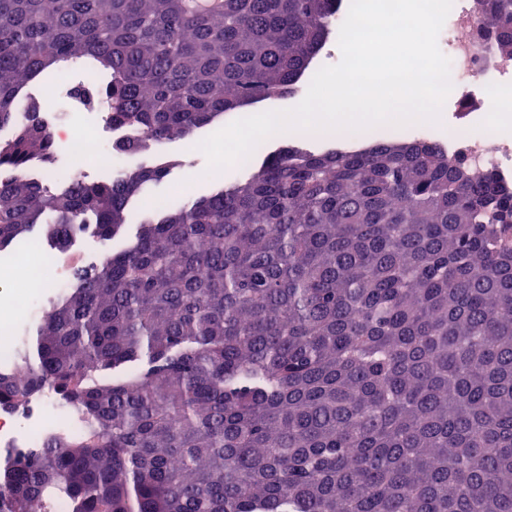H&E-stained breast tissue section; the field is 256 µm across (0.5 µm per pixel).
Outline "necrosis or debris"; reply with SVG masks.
Returning a JSON list of instances; mask_svg holds the SVG:
<instances>
[{"instance_id":"4bbe7bcc","label":"necrosis or debris","mask_w":512,"mask_h":512,"mask_svg":"<svg viewBox=\"0 0 512 512\" xmlns=\"http://www.w3.org/2000/svg\"><path fill=\"white\" fill-rule=\"evenodd\" d=\"M479 0H454L442 30V39L451 61L453 89L466 105L459 123L453 124L448 138L450 154L461 157L469 168L490 172L504 183L512 182V135H497L469 107L483 100L488 90L512 86V57L493 48L494 33L476 25ZM52 138L62 148L61 162L81 159L86 172L105 175L117 167L109 144L130 138L123 126L101 118L88 129H75L67 122L49 125ZM24 278L23 290L0 294V369L17 370L18 346L27 326L37 320L44 305L37 300L43 289L42 269L38 261L25 265L0 256V282ZM83 425L75 410L52 390H44L24 406L0 407V459L19 458L38 450L56 434L81 435Z\"/></svg>"}]
</instances>
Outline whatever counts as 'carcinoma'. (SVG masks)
Here are the masks:
<instances>
[{"label": "carcinoma", "mask_w": 512, "mask_h": 512, "mask_svg": "<svg viewBox=\"0 0 512 512\" xmlns=\"http://www.w3.org/2000/svg\"><path fill=\"white\" fill-rule=\"evenodd\" d=\"M338 7L0 0V249L109 240L167 173L43 186L57 105L32 82L105 97L141 153L290 92ZM477 22L512 54V0ZM20 362L0 406L49 385L84 432L0 463V512H512V185L428 139L292 141L76 270Z\"/></svg>", "instance_id": "obj_1"}]
</instances>
